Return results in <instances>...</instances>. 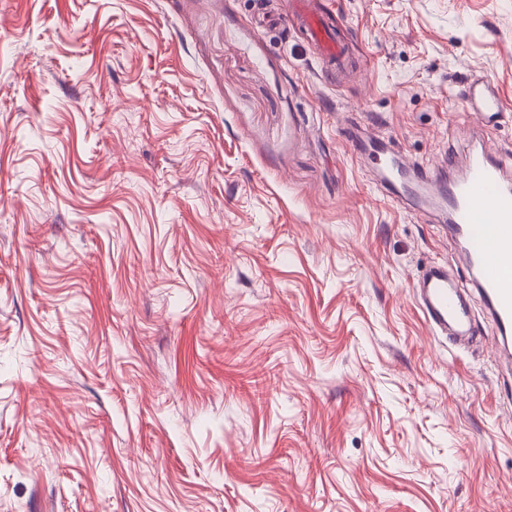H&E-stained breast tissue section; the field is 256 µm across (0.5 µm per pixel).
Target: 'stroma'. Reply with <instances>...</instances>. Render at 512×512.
<instances>
[{
	"mask_svg": "<svg viewBox=\"0 0 512 512\" xmlns=\"http://www.w3.org/2000/svg\"><path fill=\"white\" fill-rule=\"evenodd\" d=\"M294 2L0 0V512H512L497 329L432 334L369 156L512 165V0H313L333 71ZM298 12L293 19L276 16L272 19L275 28L288 30V27L298 23L302 25L310 39L318 46L323 62L329 67H335L342 57V45L329 27L324 14L317 13L308 8L307 2H298ZM463 96L469 115L478 120H490L506 112V106L499 92L482 78L471 79L466 84Z\"/></svg>",
	"mask_w": 512,
	"mask_h": 512,
	"instance_id": "stroma-1",
	"label": "stroma"
}]
</instances>
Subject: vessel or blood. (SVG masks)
<instances>
[{
  "mask_svg": "<svg viewBox=\"0 0 512 512\" xmlns=\"http://www.w3.org/2000/svg\"><path fill=\"white\" fill-rule=\"evenodd\" d=\"M294 23L304 27L327 66L340 62L343 48L324 14L301 0L294 18L273 20L281 30ZM463 96L470 115L481 121L506 110L495 87L478 77L467 83ZM372 163L398 199L421 206L433 203L447 212L448 236L457 246L455 260L470 273L472 286L498 329L497 363L512 373V179L503 164L475 149L461 175L436 182L428 175L416 176L413 164L383 148L374 152ZM418 302L434 334L471 335L466 292L449 280L443 266L425 268Z\"/></svg>",
  "mask_w": 512,
  "mask_h": 512,
  "instance_id": "1",
  "label": "vessel or blood"
}]
</instances>
